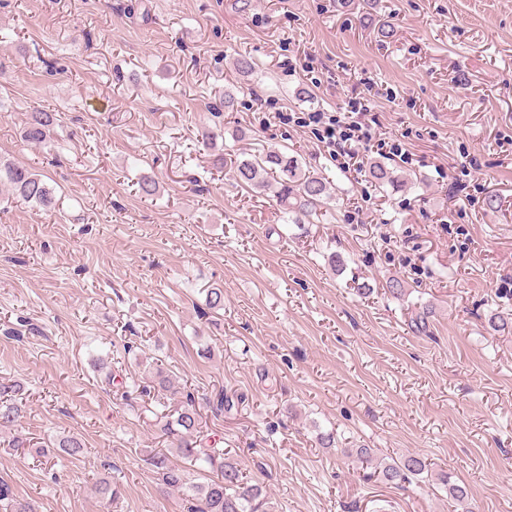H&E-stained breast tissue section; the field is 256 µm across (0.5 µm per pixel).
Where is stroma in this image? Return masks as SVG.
I'll use <instances>...</instances> for the list:
<instances>
[{
    "mask_svg": "<svg viewBox=\"0 0 512 512\" xmlns=\"http://www.w3.org/2000/svg\"><path fill=\"white\" fill-rule=\"evenodd\" d=\"M356 94L404 151L363 159L416 176L411 190L376 189L321 126L265 109L340 116ZM40 110L59 121L33 147ZM267 149L332 181L322 220L284 223L213 164ZM0 161L58 200L47 213L0 185V381L20 383L22 409L0 428V480L15 498L182 512L147 463L177 406L150 390L156 366L276 512H460L441 472L478 512H512V332L489 326L512 313V0H0ZM134 379L146 392L124 396ZM68 433L82 456H37ZM360 447L433 474L382 484ZM106 474L110 505L94 491ZM439 481L445 487L448 493V498L453 500L459 505L464 512H472L469 503V491L466 485L459 484L456 480H452L450 474H440Z\"/></svg>",
    "mask_w": 512,
    "mask_h": 512,
    "instance_id": "35a3bbf8",
    "label": "stroma"
}]
</instances>
